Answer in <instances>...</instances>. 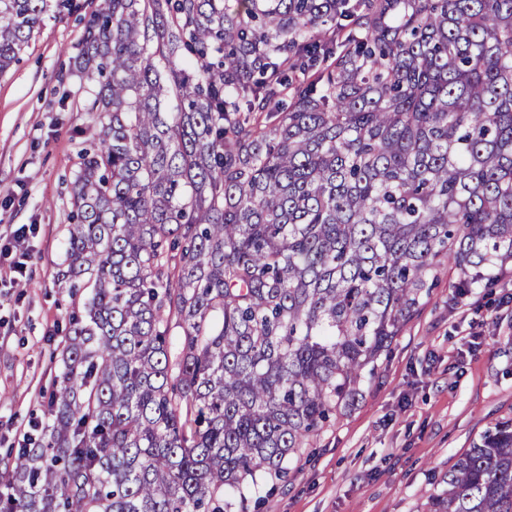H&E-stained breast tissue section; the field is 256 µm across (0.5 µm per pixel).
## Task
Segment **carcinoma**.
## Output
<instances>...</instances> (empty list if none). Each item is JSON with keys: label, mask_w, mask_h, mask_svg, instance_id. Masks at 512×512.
<instances>
[{"label": "carcinoma", "mask_w": 512, "mask_h": 512, "mask_svg": "<svg viewBox=\"0 0 512 512\" xmlns=\"http://www.w3.org/2000/svg\"><path fill=\"white\" fill-rule=\"evenodd\" d=\"M74 7L0 0V72ZM74 66L89 298L0 512H249L445 264H512V0H97ZM441 484L429 512H512V418Z\"/></svg>", "instance_id": "carcinoma-1"}]
</instances>
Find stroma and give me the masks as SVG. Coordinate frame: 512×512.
I'll use <instances>...</instances> for the list:
<instances>
[{"label":"stroma","instance_id":"35a3bbf8","mask_svg":"<svg viewBox=\"0 0 512 512\" xmlns=\"http://www.w3.org/2000/svg\"><path fill=\"white\" fill-rule=\"evenodd\" d=\"M47 15L21 60L0 73V240L27 231L24 274L0 258V461L60 383L71 311L66 266L82 105L96 83L72 69L91 8ZM442 271L392 342L364 396L325 428L261 512H427L457 457L512 417V270L461 294Z\"/></svg>","mask_w":512,"mask_h":512}]
</instances>
